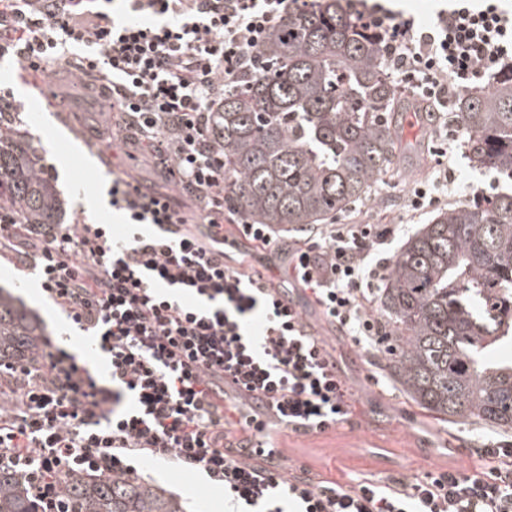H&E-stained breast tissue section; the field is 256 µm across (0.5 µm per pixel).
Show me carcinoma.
Here are the masks:
<instances>
[{
    "instance_id": "1",
    "label": "carcinoma",
    "mask_w": 512,
    "mask_h": 512,
    "mask_svg": "<svg viewBox=\"0 0 512 512\" xmlns=\"http://www.w3.org/2000/svg\"><path fill=\"white\" fill-rule=\"evenodd\" d=\"M383 44L334 0L290 16L268 37L265 78L224 95V207L243 221L297 230L370 197L398 156L397 97ZM457 121L476 169L512 179V71L492 90L464 92ZM28 224L57 210L36 153L0 127V208ZM384 368L433 419L512 431V364L486 353L512 343V191L435 215L394 257L380 296ZM40 323L0 287V361L33 357ZM78 512H183L145 482L78 475ZM0 512H31L30 494L0 470Z\"/></svg>"
}]
</instances>
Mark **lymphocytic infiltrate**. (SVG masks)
I'll return each instance as SVG.
<instances>
[{
    "mask_svg": "<svg viewBox=\"0 0 512 512\" xmlns=\"http://www.w3.org/2000/svg\"><path fill=\"white\" fill-rule=\"evenodd\" d=\"M0 0V55L28 68L71 51L112 86V138L172 190L116 172L109 189L129 232L106 224L24 223L0 210V251L37 271L42 290L96 345L95 369L43 339L0 387V469L35 512H76L73 476L133 478L143 456L205 472L231 512H512V440H490L473 473L431 471L324 485L286 468L276 429L323 434L349 423L355 393L327 340L279 300L280 277L309 291L356 345L379 343L374 294L400 224L224 225V149L213 133L227 92L267 72L272 30L318 0ZM396 86L433 112L512 67L503 0H454L433 23L366 16ZM136 13L152 18L145 25Z\"/></svg>",
    "mask_w": 512,
    "mask_h": 512,
    "instance_id": "1",
    "label": "lymphocytic infiltrate"
}]
</instances>
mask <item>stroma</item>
Segmentation results:
<instances>
[{"label": "stroma", "instance_id": "35a3bbf8", "mask_svg": "<svg viewBox=\"0 0 512 512\" xmlns=\"http://www.w3.org/2000/svg\"><path fill=\"white\" fill-rule=\"evenodd\" d=\"M0 86L12 91L20 111L6 125L29 144L41 159L43 176L55 188L59 224L97 222L125 234L119 212L113 211L108 190L117 148L95 135L110 128L111 115L101 113L97 80L76 66L62 65L34 77L21 62L0 56ZM58 99L42 102L50 92ZM432 120L414 119L399 132V160L380 181L369 201L346 217L347 223L404 224L416 231L433 217V210L411 217L406 200L418 184L431 182L442 167L455 181L448 186L449 206L512 189V181L472 167L465 149L434 134ZM0 287L10 292L43 323L52 341L89 362L97 357L65 315L42 292L34 271L16 260L0 259ZM284 289L305 313L315 331L325 336L336 361L355 391L351 424L321 435L288 430L275 434L287 468L307 467L323 480L349 483L363 475L382 480L390 476L420 475L436 470L476 471V450L493 435V428L476 423H441L415 405L387 374L379 348L355 346L320 315L310 293L284 282ZM151 483L181 497L186 512H224V492L207 485L201 473L187 471L169 460H144L140 466Z\"/></svg>", "mask_w": 512, "mask_h": 512}]
</instances>
